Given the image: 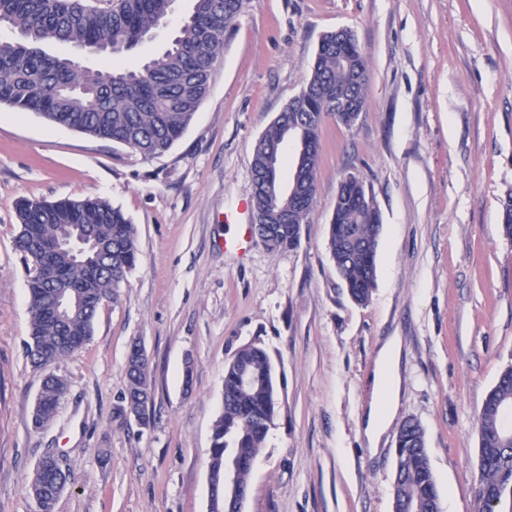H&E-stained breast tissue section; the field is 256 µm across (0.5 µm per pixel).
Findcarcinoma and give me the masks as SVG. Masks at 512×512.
Here are the masks:
<instances>
[{"mask_svg": "<svg viewBox=\"0 0 512 512\" xmlns=\"http://www.w3.org/2000/svg\"><path fill=\"white\" fill-rule=\"evenodd\" d=\"M176 0H0V23L14 29L19 41H0V103L34 113L103 140L122 144L146 158L167 152L182 136L210 90L214 65L224 50V33L243 13L248 0H193L164 52L140 66L101 69L82 65L66 55L46 53L54 43L116 56L143 42L174 13ZM352 73L361 75L354 93L367 99V62L356 37L344 46V62L324 48L315 52L288 120L307 126L313 143L302 181L288 193L308 192L306 209L316 195L320 127L336 111V93L347 92ZM284 128L274 121L257 140L251 158L252 181L269 169L270 151H283ZM286 220L278 232L262 240L272 252L300 245L307 214L280 198ZM16 248L27 267L39 260L35 247L72 241L85 225L94 229L102 250L86 261L68 250L54 257L55 275L28 281L29 340L27 355L39 368L80 349L91 338L98 307L94 298L117 296L136 266V230L121 209L100 197L45 202L23 199L18 207ZM380 217L347 199L329 224L328 251L350 297L367 302L376 281ZM75 288L88 295L82 310L60 321L53 314L59 290ZM127 388L116 417L135 414L149 423V368L137 352L127 356ZM252 383L245 385L242 375ZM34 428L49 423L60 405L54 381H43ZM512 403V364L501 372L476 414L478 473L474 512H512V421L502 407ZM276 416L273 368L255 344L240 348L224 366V407L214 421L208 464L224 468L227 456L249 458L264 447ZM401 470L397 497L409 512H438L439 493L430 467L422 426L405 421L399 429ZM508 509H503L504 504Z\"/></svg>", "mask_w": 512, "mask_h": 512, "instance_id": "1", "label": "carcinoma"}]
</instances>
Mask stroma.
<instances>
[{
    "instance_id": "obj_1",
    "label": "stroma",
    "mask_w": 512,
    "mask_h": 512,
    "mask_svg": "<svg viewBox=\"0 0 512 512\" xmlns=\"http://www.w3.org/2000/svg\"><path fill=\"white\" fill-rule=\"evenodd\" d=\"M124 55L161 51L192 0ZM350 29L367 59L353 128L323 121L315 203L292 250L225 249L224 212L252 194L251 156L301 90L323 34ZM361 177L382 222L369 302L349 297L327 248L338 185ZM512 0H249L224 36L210 92L183 136L146 158L0 104V512H35L26 482L46 453L70 482L55 512H207L224 365L270 358L277 413L244 512H392L401 424L425 430L442 512H474L475 413L512 363ZM100 196L136 228L138 262L90 341L53 366L69 383L32 426L45 373L26 353L23 198ZM401 341L397 410L364 435L374 371ZM149 358L150 422L117 418L133 341Z\"/></svg>"
}]
</instances>
